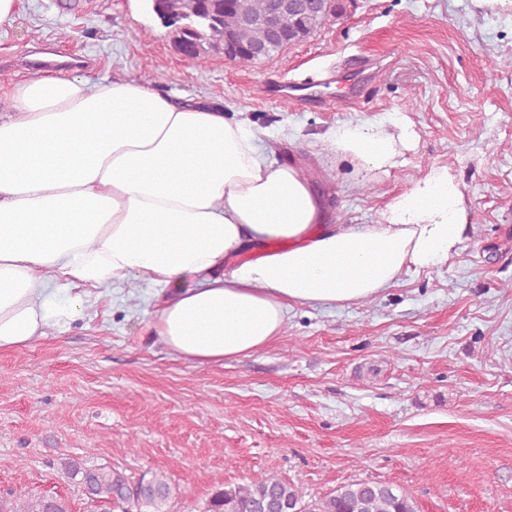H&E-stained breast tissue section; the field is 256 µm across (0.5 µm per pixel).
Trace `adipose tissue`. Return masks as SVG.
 Returning <instances> with one entry per match:
<instances>
[{"instance_id": "obj_1", "label": "adipose tissue", "mask_w": 512, "mask_h": 512, "mask_svg": "<svg viewBox=\"0 0 512 512\" xmlns=\"http://www.w3.org/2000/svg\"><path fill=\"white\" fill-rule=\"evenodd\" d=\"M0 111V353L82 318L98 291L157 286L155 336L216 365L276 342L289 308L368 299L469 234L449 168L378 224H332L305 169L219 107L132 78L62 69L9 85ZM402 115L331 129L369 173L398 164ZM256 258H247L250 250Z\"/></svg>"}]
</instances>
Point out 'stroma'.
<instances>
[{"label": "stroma", "mask_w": 512, "mask_h": 512, "mask_svg": "<svg viewBox=\"0 0 512 512\" xmlns=\"http://www.w3.org/2000/svg\"><path fill=\"white\" fill-rule=\"evenodd\" d=\"M307 40L241 66L193 63L143 0H21L0 26V79L43 52L81 75L130 77L244 113L278 160L304 163L336 224H377L396 195L450 167L472 231L447 263L403 269L345 306L297 305L282 336L201 366L150 328L152 289L102 297L66 333L0 353V493L61 495V463L165 471L169 512L275 475L309 497L388 482L418 512H512V0H335ZM406 115L401 166L368 178L326 157L345 122Z\"/></svg>", "instance_id": "stroma-1"}]
</instances>
